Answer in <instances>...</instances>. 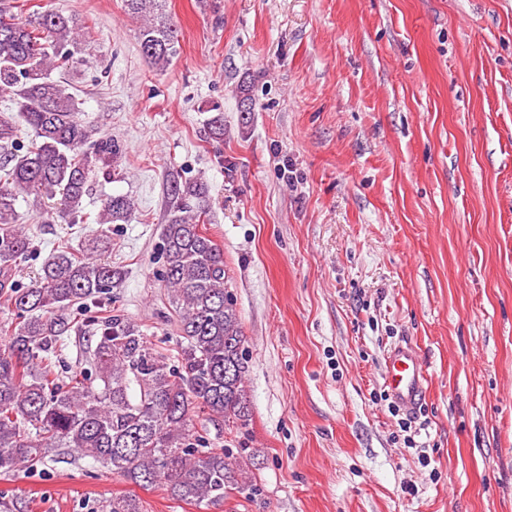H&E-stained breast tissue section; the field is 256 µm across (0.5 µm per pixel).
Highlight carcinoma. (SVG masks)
<instances>
[{
	"label": "carcinoma",
	"instance_id": "obj_1",
	"mask_svg": "<svg viewBox=\"0 0 512 512\" xmlns=\"http://www.w3.org/2000/svg\"><path fill=\"white\" fill-rule=\"evenodd\" d=\"M141 19L139 46L152 64L177 52L176 24L163 0H125ZM80 27L61 12H41L17 22L0 0V96L9 94L33 136L26 146L13 117L0 115V296L15 314L0 340V474L61 454L90 457L112 473L150 487L164 480L178 501L217 507L235 489L253 487L230 448L214 449L195 427L202 412L228 427L246 425L244 333L227 289L224 251L201 221L207 187L199 181L171 185L176 206L164 225L163 282L176 316L180 347L166 354L145 340L125 315L84 304L112 300L120 270L106 261L56 248L29 284L15 273L33 253L16 218L18 195L46 203L60 198L72 220L85 216L91 174L111 166L116 146L94 136L79 118L69 85L51 77L79 50ZM133 203L124 195L103 199L100 220L124 222ZM80 306L79 316L66 311ZM96 337L89 355L104 383L96 391L82 373L59 371L71 333ZM112 512H144L140 499H112Z\"/></svg>",
	"mask_w": 512,
	"mask_h": 512
}]
</instances>
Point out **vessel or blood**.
<instances>
[{"instance_id": "obj_1", "label": "vessel or blood", "mask_w": 512, "mask_h": 512, "mask_svg": "<svg viewBox=\"0 0 512 512\" xmlns=\"http://www.w3.org/2000/svg\"><path fill=\"white\" fill-rule=\"evenodd\" d=\"M383 379L390 399L408 412L416 411L426 395V377L417 351L407 341L387 351Z\"/></svg>"}]
</instances>
